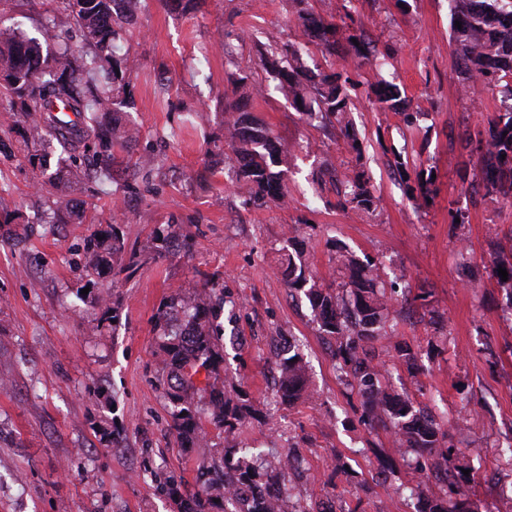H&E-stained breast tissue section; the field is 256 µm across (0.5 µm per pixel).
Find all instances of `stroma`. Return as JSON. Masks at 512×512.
Here are the masks:
<instances>
[{"mask_svg":"<svg viewBox=\"0 0 512 512\" xmlns=\"http://www.w3.org/2000/svg\"><path fill=\"white\" fill-rule=\"evenodd\" d=\"M141 3L136 25L116 41L137 61L126 119L139 137L114 146L113 178L65 179L50 191L82 212L81 223H48L32 190L39 168L20 155L0 157V189L11 201L0 227V512H181L160 480L172 474L198 490L201 467L241 442L300 461L288 474L285 512L298 501L316 512H422L396 437L364 423L307 298L276 271L290 226L323 277L333 274L336 241L381 263L385 282L425 291V302L389 311L382 346L406 344L417 354L414 367H390L389 383L435 416L464 421L442 429L452 465L468 470L465 488L480 512H512V313L486 271L493 233L512 229V203L464 198L459 173L476 160L458 147L459 132L481 129L500 102L488 88L472 99L458 90L449 0H309L316 13L351 15L378 48H389L391 63L379 74L304 41L293 0H199L191 12L172 0ZM41 10L37 0H0V29L40 38ZM227 40L234 68L224 58ZM299 41L308 68L346 71L355 83L352 119L380 198L375 215L344 206L323 179L355 158L344 135L295 111L258 63L255 43ZM241 69L264 88L249 111L291 151L285 208L247 207L227 183L224 107L242 95ZM381 79L405 91L416 126L403 128L379 109L371 89ZM395 147L436 171L429 207L406 195ZM462 205L469 222L459 228L448 210ZM115 222L142 265L88 277L85 240ZM160 235L171 239L163 253ZM463 246L473 257L467 268L458 264ZM206 277L227 298L219 318L224 389L252 415L204 443L171 430L156 382L154 318L175 292ZM103 293L116 302L117 319L98 305ZM277 339L298 344L307 364L312 396L290 408L275 395Z\"/></svg>","mask_w":512,"mask_h":512,"instance_id":"stroma-1","label":"stroma"}]
</instances>
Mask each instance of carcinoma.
<instances>
[{
	"label": "carcinoma",
	"mask_w": 512,
	"mask_h": 512,
	"mask_svg": "<svg viewBox=\"0 0 512 512\" xmlns=\"http://www.w3.org/2000/svg\"><path fill=\"white\" fill-rule=\"evenodd\" d=\"M139 0H50L51 9L40 23L46 38L59 39L57 16L71 19L78 32L79 47L62 46L43 54L35 38H0V110L17 112L26 123L25 158L41 160L46 142H55L67 155L69 174L78 180L92 159L103 175L112 171V148L135 140L138 131L122 125L118 113L131 106L128 75L135 67L129 53L117 54L119 31L134 20ZM297 18L305 38L322 46L330 55L342 48L353 55L359 68L377 69L387 53L369 42L365 31L346 21L316 14L306 8L308 0H296ZM454 20L452 42L458 60L457 83L466 95L482 87H493L503 101L512 102V0H451ZM257 53L277 87L298 112H310L326 126H339L349 147L361 156V147L349 122L351 78L341 73L314 72L304 66L301 48L259 45ZM385 112L402 117L408 127L420 116L409 110L404 92L390 82L373 90ZM225 132L233 153L232 184L244 204L262 208L270 203L288 206L286 164L281 144L272 131L239 102L224 109ZM464 148L477 157L478 172L462 179L464 191L490 202L512 203V105L487 116L482 130L460 134ZM396 171L406 194L419 206L428 207L435 198L434 170L409 172L402 152L390 147ZM341 185L343 205L368 216L375 215L379 199L363 170L355 166L330 172ZM296 236L285 240L277 259V270L288 287L308 297L317 316L319 331L335 342L339 369L362 400L364 419L372 429L391 430L407 455L414 473L422 475L431 464L448 463L441 446V425L405 394L384 384L387 362L376 348L386 335L385 311L397 289L381 284L379 267L362 261L344 246L336 247L334 262L338 278L317 277L304 250L295 246ZM137 265L127 254L119 225L95 231L83 254L90 274L105 267L122 271ZM506 269L508 280L499 277ZM489 278L505 292L512 310V229L497 238L489 265ZM213 284L205 281L174 297L159 313L158 356L165 395L172 405V429L177 438L205 439L211 430L232 431L246 419L247 407L234 402L224 391L220 369L224 342L220 326L211 322L224 297H216ZM310 396L299 347L290 346L280 358L277 397L290 406ZM256 454L246 447H232L219 461L201 468L202 489L181 493L182 482L169 475L160 489L170 495H185L183 512H228L229 500L238 498L242 487L262 478L277 484L287 462L265 466L253 463ZM467 481L462 470L448 484L425 496L422 512H479L478 504L462 490Z\"/></svg>",
	"instance_id": "obj_1"
}]
</instances>
